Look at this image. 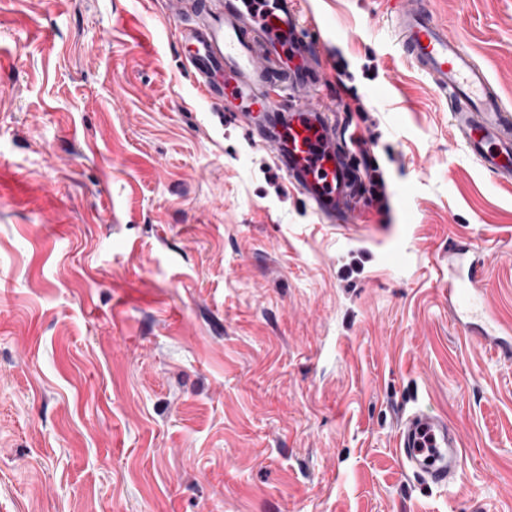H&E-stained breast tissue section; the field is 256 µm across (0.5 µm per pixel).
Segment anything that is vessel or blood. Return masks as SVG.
Here are the masks:
<instances>
[{
	"instance_id": "b4317fda",
	"label": "vessel or blood",
	"mask_w": 512,
	"mask_h": 512,
	"mask_svg": "<svg viewBox=\"0 0 512 512\" xmlns=\"http://www.w3.org/2000/svg\"><path fill=\"white\" fill-rule=\"evenodd\" d=\"M193 22L181 33L190 70L204 98H224L246 113L252 134L268 145L276 164L321 217L343 223L362 179L336 148V130L312 101L317 47L298 45L303 28L295 0H273L258 13L254 0H170ZM395 29L406 55L448 96L451 125L474 159L498 183H512V112L463 43L449 34L426 3L397 11ZM466 278L449 276L448 314L460 320L483 309L478 285L492 262L481 243L463 250ZM485 348L512 357V339L493 326L476 335ZM403 466L426 483L452 486L463 466L459 434L446 419L414 408L398 423Z\"/></svg>"
}]
</instances>
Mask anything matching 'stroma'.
Listing matches in <instances>:
<instances>
[{"instance_id":"35a3bbf8","label":"stroma","mask_w":512,"mask_h":512,"mask_svg":"<svg viewBox=\"0 0 512 512\" xmlns=\"http://www.w3.org/2000/svg\"><path fill=\"white\" fill-rule=\"evenodd\" d=\"M168 0H0V512H512V360L448 315V248L494 255L512 184L406 57L399 0H299L318 92L373 147L322 220L201 98ZM512 106V0H430ZM463 438L453 487L401 465L402 412Z\"/></svg>"}]
</instances>
